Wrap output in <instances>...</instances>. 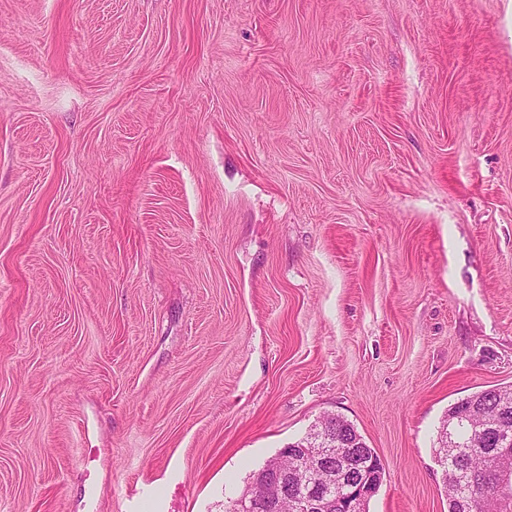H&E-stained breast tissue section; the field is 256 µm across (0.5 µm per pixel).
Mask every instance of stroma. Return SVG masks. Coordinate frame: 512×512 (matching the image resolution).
<instances>
[{
    "instance_id": "35a3bbf8",
    "label": "stroma",
    "mask_w": 512,
    "mask_h": 512,
    "mask_svg": "<svg viewBox=\"0 0 512 512\" xmlns=\"http://www.w3.org/2000/svg\"><path fill=\"white\" fill-rule=\"evenodd\" d=\"M512 385V0H0V512H225L323 415L448 512ZM512 396V387H499L479 390L471 395L462 398L450 405L446 415L443 417L440 430L438 431L437 443L434 453L437 457L438 448H441L443 442L441 431L448 426V423H457L461 416L476 403V408L481 409L492 421H500L512 429V402L510 406L502 408L500 403L503 399H510ZM492 421H485L483 431L495 430ZM336 429L340 432L341 435H346L350 439L351 442H356L358 445L357 448L360 451L359 453V461L363 468H369L370 459L375 457L380 460V457L376 453L374 448H370V446L366 443L363 436L358 432L357 428L347 420L336 416Z\"/></svg>"
}]
</instances>
